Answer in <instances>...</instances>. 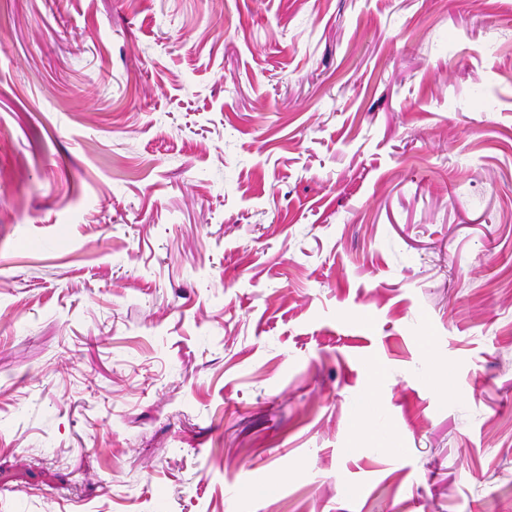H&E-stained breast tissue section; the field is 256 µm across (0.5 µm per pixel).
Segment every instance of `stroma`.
Segmentation results:
<instances>
[{
  "mask_svg": "<svg viewBox=\"0 0 512 512\" xmlns=\"http://www.w3.org/2000/svg\"><path fill=\"white\" fill-rule=\"evenodd\" d=\"M510 72L512 0H0V512H512Z\"/></svg>",
  "mask_w": 512,
  "mask_h": 512,
  "instance_id": "obj_1",
  "label": "stroma"
}]
</instances>
